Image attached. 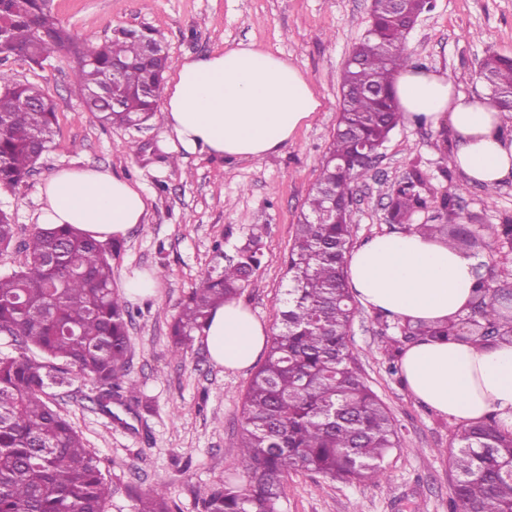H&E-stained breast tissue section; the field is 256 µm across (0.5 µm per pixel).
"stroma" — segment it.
<instances>
[{"instance_id": "obj_1", "label": "stroma", "mask_w": 512, "mask_h": 512, "mask_svg": "<svg viewBox=\"0 0 512 512\" xmlns=\"http://www.w3.org/2000/svg\"><path fill=\"white\" fill-rule=\"evenodd\" d=\"M370 0H50L54 16L92 46L118 27L153 29L172 62L252 43L287 57L311 84L323 107L277 155L220 161L177 150L168 163L161 146L162 111L135 128L101 124L84 106L74 83L76 59L51 49L42 65L9 56L0 62L15 81L39 86L56 105L55 145L25 183L0 184V208L14 216L18 239L38 225L40 188L59 169L96 168L140 184L150 198L146 223L120 237L112 254V284L133 319L130 375L139 406L125 424L110 422L92 402L91 381L56 388L62 414L101 459L112 484L106 512H132L126 492L164 485L172 512H199L197 494L242 475L237 452L243 434V402L253 369L216 365L202 341L184 356L170 353V325L178 306L217 262L215 247L235 256L254 225L265 228L264 259L238 300L269 333H277L287 281L284 261L305 209L339 115V76L370 21ZM406 49L415 66L442 71L457 92L486 99L478 76L490 54L512 57V0H435L409 32ZM143 144L142 154L129 150ZM446 130L400 123L380 150L369 177L356 185L352 245L394 232L385 220L392 183L412 163L427 173L434 194L456 198L459 223L471 230L512 217V182L486 193L465 183L452 161ZM158 272L151 296H131L124 281L133 270ZM376 311L357 306L348 345L371 388L389 409L401 446L385 461L377 485L346 482L308 471L284 480L281 512H448L453 477L448 465L450 420L390 375L382 340L397 335Z\"/></svg>"}]
</instances>
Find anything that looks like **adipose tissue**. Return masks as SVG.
Returning a JSON list of instances; mask_svg holds the SVG:
<instances>
[{"instance_id":"adipose-tissue-1","label":"adipose tissue","mask_w":512,"mask_h":512,"mask_svg":"<svg viewBox=\"0 0 512 512\" xmlns=\"http://www.w3.org/2000/svg\"><path fill=\"white\" fill-rule=\"evenodd\" d=\"M393 94L407 123L448 127L454 164L468 183L512 180V123L491 103L455 93L448 75L406 67ZM321 102L288 58L251 44L176 64L167 92L164 135L190 152L227 159L278 153ZM38 221L69 224L105 241L146 223L139 185L106 171L62 169L41 189ZM350 285L365 306L413 322L464 315L477 283L475 260L416 231L376 236L348 260ZM211 359L227 369L251 366L267 329L237 301L216 306L202 330ZM402 374L411 393L454 421L495 416L512 432V341L476 346L422 338L409 345Z\"/></svg>"}]
</instances>
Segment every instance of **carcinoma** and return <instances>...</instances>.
<instances>
[{
    "instance_id": "obj_1",
    "label": "carcinoma",
    "mask_w": 512,
    "mask_h": 512,
    "mask_svg": "<svg viewBox=\"0 0 512 512\" xmlns=\"http://www.w3.org/2000/svg\"><path fill=\"white\" fill-rule=\"evenodd\" d=\"M0 23L7 27L6 52L39 65L53 47L71 50L74 81L84 92L97 89L123 62L119 99L86 101L108 125L143 124L152 117L153 93L171 68L169 56L145 58L138 29L120 27L81 59L78 38L51 14L45 0H0ZM371 25L345 65L341 88L362 91L342 102L336 134L308 197L290 250L281 329L271 337L264 363L255 372L244 405L239 446L242 487L224 482L199 499L201 512H279L284 479L292 469H307L348 482L379 483L385 460L400 447L398 429L383 401L365 382L347 345L355 307L348 288L346 253L351 213H336L313 224L314 213L334 193L344 198L370 168L346 171L336 163L378 150L402 122L389 95L395 74L411 64L407 31L390 0H375ZM480 77L500 111L512 97V59L491 54ZM54 103L38 87L15 81L0 70V183L16 187L54 145ZM393 220L426 236H443L456 212L452 196L436 197L425 172L407 168L389 196ZM438 204L440 224H413V215ZM15 240V224L0 211V253ZM478 241L487 247L512 244V219L481 226ZM116 241L100 242L69 224L35 228L22 244L19 269L0 276V338L17 353L0 354V512H105L111 484L100 458L64 418L50 389L76 379L94 383L93 402L118 419L112 404L138 402L129 378L131 314L112 287ZM264 257L262 228L224 266L206 272L181 303L171 325V354L182 356L215 305L236 298ZM490 276L477 277L467 318L424 324L397 321L399 335L384 341L388 370L401 372L404 350L429 337L467 341L476 346L512 336V312L499 299L512 268L491 260ZM449 465L456 473L450 512H512V433L499 430L490 416L450 428ZM134 512H171L161 487L128 491Z\"/></svg>"
}]
</instances>
